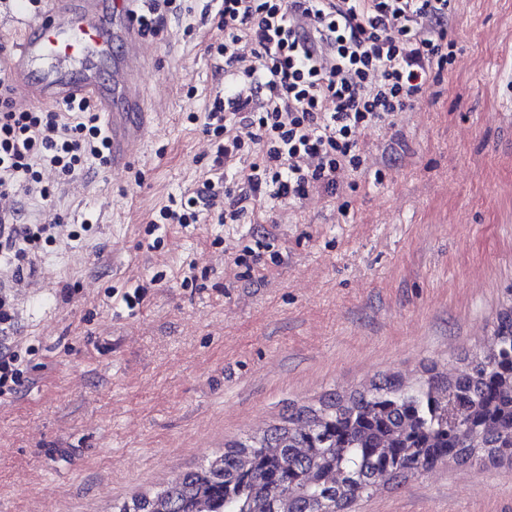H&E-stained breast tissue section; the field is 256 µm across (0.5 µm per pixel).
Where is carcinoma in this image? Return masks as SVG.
I'll return each mask as SVG.
<instances>
[{"instance_id": "cac0c4a2", "label": "carcinoma", "mask_w": 512, "mask_h": 512, "mask_svg": "<svg viewBox=\"0 0 512 512\" xmlns=\"http://www.w3.org/2000/svg\"><path fill=\"white\" fill-rule=\"evenodd\" d=\"M455 376L425 368L348 395L288 410L280 423L235 440L212 460L113 512H343L379 487L443 460L512 464V308L493 349L464 354Z\"/></svg>"}]
</instances>
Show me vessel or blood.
I'll return each instance as SVG.
<instances>
[{
	"label": "vessel or blood",
	"instance_id": "b4317fda",
	"mask_svg": "<svg viewBox=\"0 0 512 512\" xmlns=\"http://www.w3.org/2000/svg\"><path fill=\"white\" fill-rule=\"evenodd\" d=\"M141 0H44L37 25H29L25 10L14 21L20 38L9 61L15 86L26 95L41 93L54 104L85 102L105 117L112 168L126 167L135 144L149 129L140 75L139 53L145 37L138 22ZM120 49L125 66L110 82L97 79L91 56ZM121 91L123 110H115L112 94Z\"/></svg>",
	"mask_w": 512,
	"mask_h": 512
}]
</instances>
